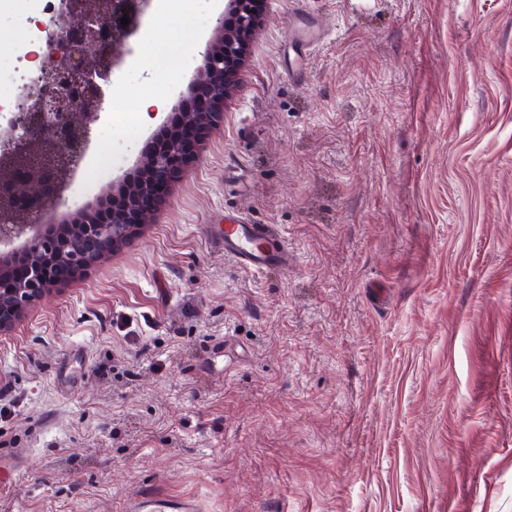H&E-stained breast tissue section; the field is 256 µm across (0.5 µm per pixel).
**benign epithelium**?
<instances>
[{
    "instance_id": "1",
    "label": "benign epithelium",
    "mask_w": 512,
    "mask_h": 512,
    "mask_svg": "<svg viewBox=\"0 0 512 512\" xmlns=\"http://www.w3.org/2000/svg\"><path fill=\"white\" fill-rule=\"evenodd\" d=\"M152 2L61 0L57 23L44 25V50L21 78L14 115L0 132V330L60 282L52 264L72 276L145 223L239 82L263 0H224L188 92L171 98L170 123L141 160L139 178L115 182L104 211L80 213L73 228L42 223L62 205L61 190L88 147L89 128L77 110L98 117L113 73L130 52L128 39ZM17 241L25 249L22 279L12 274L17 252L3 250Z\"/></svg>"
}]
</instances>
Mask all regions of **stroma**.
I'll use <instances>...</instances> for the list:
<instances>
[{
  "label": "stroma",
  "mask_w": 512,
  "mask_h": 512,
  "mask_svg": "<svg viewBox=\"0 0 512 512\" xmlns=\"http://www.w3.org/2000/svg\"><path fill=\"white\" fill-rule=\"evenodd\" d=\"M165 6L46 223L137 168L224 0ZM33 12L0 13L1 100ZM241 223L287 266L225 255ZM0 456V512H512V0H265L149 222L0 332ZM218 238L223 239L224 253L247 270L259 273L288 264V247L268 224H227ZM192 501L169 499L167 497L139 496L134 500L132 512H195Z\"/></svg>",
  "instance_id": "1"
}]
</instances>
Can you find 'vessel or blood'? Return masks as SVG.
I'll use <instances>...</instances> for the list:
<instances>
[{"label": "vessel or blood", "instance_id": "b4317fda", "mask_svg": "<svg viewBox=\"0 0 512 512\" xmlns=\"http://www.w3.org/2000/svg\"><path fill=\"white\" fill-rule=\"evenodd\" d=\"M224 252L238 264L253 272L288 264V247L280 234L267 224H228L222 235ZM188 500L160 496H141L135 499L132 512H195Z\"/></svg>", "mask_w": 512, "mask_h": 512}]
</instances>
